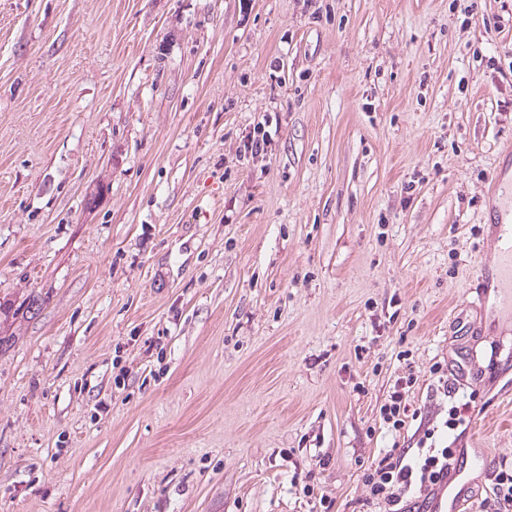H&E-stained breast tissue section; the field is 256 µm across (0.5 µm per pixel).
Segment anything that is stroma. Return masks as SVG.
<instances>
[{
    "label": "stroma",
    "instance_id": "obj_1",
    "mask_svg": "<svg viewBox=\"0 0 512 512\" xmlns=\"http://www.w3.org/2000/svg\"><path fill=\"white\" fill-rule=\"evenodd\" d=\"M510 144L512 0H0V512H360L408 364L512 464ZM491 190L502 202V208L493 213L494 224H507L504 223L505 216L510 214L512 222V179L505 178V175L500 173L493 182ZM495 267L502 282L512 287V237H497Z\"/></svg>",
    "mask_w": 512,
    "mask_h": 512
}]
</instances>
